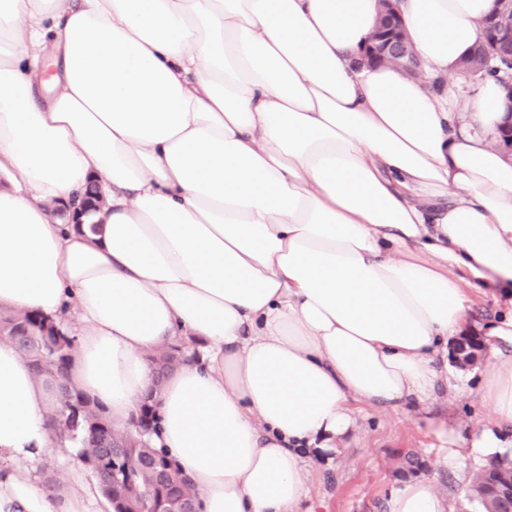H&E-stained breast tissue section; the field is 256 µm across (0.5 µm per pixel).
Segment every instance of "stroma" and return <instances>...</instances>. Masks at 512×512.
Returning <instances> with one entry per match:
<instances>
[{"mask_svg":"<svg viewBox=\"0 0 512 512\" xmlns=\"http://www.w3.org/2000/svg\"><path fill=\"white\" fill-rule=\"evenodd\" d=\"M487 360L461 370L463 392L440 390L426 402L430 416L448 419L463 436L480 430L488 410L480 398ZM424 419L413 411L364 407L357 431L340 454H328L310 466L309 495L303 512H386L390 492L410 478L432 484L451 512H482L469 497L473 473L486 454L461 444L454 466L440 464L442 455Z\"/></svg>","mask_w":512,"mask_h":512,"instance_id":"obj_1","label":"stroma"}]
</instances>
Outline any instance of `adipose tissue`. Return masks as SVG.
<instances>
[{
  "mask_svg": "<svg viewBox=\"0 0 512 512\" xmlns=\"http://www.w3.org/2000/svg\"><path fill=\"white\" fill-rule=\"evenodd\" d=\"M493 0H399L429 72L453 74ZM378 0H0V306L60 321L80 388L127 425L147 353L165 379L152 436L201 512H295L307 456L451 387L476 300L512 306V156L502 84L468 100L355 66ZM53 48L56 72L44 78ZM98 184L106 207L56 220ZM482 332L481 398L512 429V316ZM47 395L0 338V512H115ZM69 488L30 474L45 451ZM388 512H447L427 481ZM149 359L154 372V383L161 384L165 375L181 363V350L177 346H165L156 350ZM158 375H163V378L158 380Z\"/></svg>",
  "mask_w": 512,
  "mask_h": 512,
  "instance_id": "adipose-tissue-1",
  "label": "adipose tissue"
}]
</instances>
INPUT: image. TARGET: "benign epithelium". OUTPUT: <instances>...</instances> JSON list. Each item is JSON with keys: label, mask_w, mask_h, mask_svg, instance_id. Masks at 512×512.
<instances>
[{"label": "benign epithelium", "mask_w": 512, "mask_h": 512, "mask_svg": "<svg viewBox=\"0 0 512 512\" xmlns=\"http://www.w3.org/2000/svg\"><path fill=\"white\" fill-rule=\"evenodd\" d=\"M381 11L375 29L364 49V58L370 64L383 63L399 68L404 74L419 78L422 64L408 40L405 26L397 11V0H379ZM481 47L467 52L459 75L466 79L480 72L494 58L512 59V0H494L492 10L481 21ZM104 205L99 189L88 191L78 206L59 208L70 223L79 224L83 215L97 211ZM480 348L471 335L457 338L453 356L462 367L473 365Z\"/></svg>", "instance_id": "obj_1"}]
</instances>
